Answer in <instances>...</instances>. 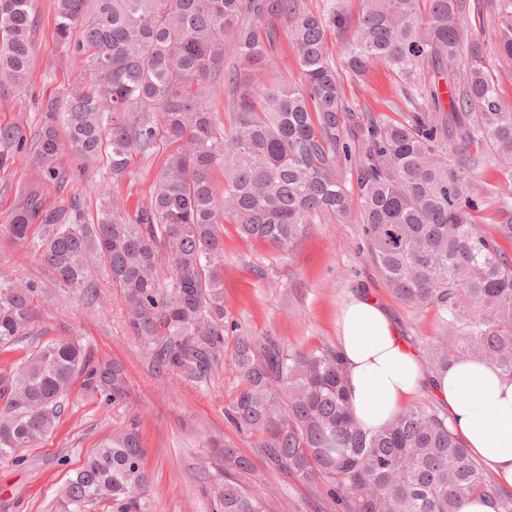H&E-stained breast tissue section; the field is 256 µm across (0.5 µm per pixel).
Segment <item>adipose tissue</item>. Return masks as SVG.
<instances>
[{
	"label": "adipose tissue",
	"mask_w": 512,
	"mask_h": 512,
	"mask_svg": "<svg viewBox=\"0 0 512 512\" xmlns=\"http://www.w3.org/2000/svg\"><path fill=\"white\" fill-rule=\"evenodd\" d=\"M336 347L345 363L353 415L363 428L384 426L408 396L430 388L462 443L494 472L500 490L512 492V380L492 364L469 358L430 372L389 313L362 294L341 312Z\"/></svg>",
	"instance_id": "1"
}]
</instances>
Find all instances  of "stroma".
Here are the masks:
<instances>
[{"label":"stroma","mask_w":512,"mask_h":512,"mask_svg":"<svg viewBox=\"0 0 512 512\" xmlns=\"http://www.w3.org/2000/svg\"><path fill=\"white\" fill-rule=\"evenodd\" d=\"M37 19L33 35L36 67L20 89H0V125L19 127L26 142L12 163L0 166V224L14 211L18 190L33 179L30 143L42 103L62 96L80 72L78 63L59 52L53 39L54 0H32ZM497 15L474 23L473 32L488 46L486 62L497 76L504 96L512 100V60L495 52ZM297 81L301 73L287 36L270 49L265 66L252 71L254 82L273 76ZM345 99L371 115L391 114L398 102L395 76L384 65H371L358 79L340 74ZM169 149L158 144L147 157H137L126 176L114 181L100 168L81 172L79 160L63 154L61 164L72 175L66 189L49 181L39 189L49 205L69 208L80 201L93 217L105 194L121 199L128 217H135L150 195ZM472 178L491 193V206L478 218L491 226L494 206L512 203V178L491 154H484ZM35 282L43 308L39 327L46 338L72 340L101 360L122 364L131 396L124 403L87 394L74 384L54 434L26 449L19 461L0 464V512H54L57 489L81 459L130 421H137L149 453L153 512H215L210 487L224 480V464L211 455L210 442L238 448L252 470L238 479L267 494L273 512H342L335 500L315 484L299 482L271 465L252 438L238 432L225 418L224 408L236 391L232 353L239 337L274 336L293 348L335 344L337 321L352 296L375 298L392 315L401 338L417 355L439 344L441 314L437 308H413L401 303L386 287L370 262L361 227L351 221L324 219L284 251L261 242L243 240L232 223L224 225V352L205 378L196 380L157 369L125 319V298L107 274L95 282L96 297L60 287L33 250L0 233V278Z\"/></svg>","instance_id":"stroma-1"}]
</instances>
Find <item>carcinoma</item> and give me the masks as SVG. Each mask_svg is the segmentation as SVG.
I'll use <instances>...</instances> for the list:
<instances>
[{"instance_id":"1","label":"carcinoma","mask_w":512,"mask_h":512,"mask_svg":"<svg viewBox=\"0 0 512 512\" xmlns=\"http://www.w3.org/2000/svg\"><path fill=\"white\" fill-rule=\"evenodd\" d=\"M498 54L512 59V0H499ZM480 0H365L344 48L349 74L371 64L396 76L402 105L357 121L329 57L328 30H344L341 0L314 12L304 0H55L52 39L81 61L64 101L49 100L34 134L36 180L67 186L68 149L84 163L104 160L112 178L163 141L172 147L135 219L114 199L96 222L75 204L20 194L3 232L34 244L66 288H93L96 268L126 300L132 334L168 371L201 379L224 348V298L215 261L229 219L245 239L289 248L324 217L362 225L366 251L387 288L407 306L443 314L450 345L428 356L434 372L472 358L512 379V209L498 208L488 233L476 221L490 193L465 171L488 149L512 174V102L483 60L469 15ZM295 51L301 80L252 82L246 69L267 59L280 37ZM30 0H0V87L24 86L34 67ZM234 57L224 66L225 53ZM444 77L443 107L422 69ZM228 97L229 129L214 104ZM354 122L357 132L341 124ZM358 143L359 150L352 149ZM19 128L0 126V163L22 148ZM474 153H469L470 149ZM224 175L218 192L213 174ZM358 207L352 208V198ZM38 287L0 281V351L33 336ZM238 389L227 420L255 438L275 467L321 486L344 512H456L483 495L512 512L478 460L428 405L400 411L377 430L354 419L339 351L291 349L272 336L241 337L233 353ZM114 403L129 395L123 366L101 362L67 340L37 341L0 369V462L17 460L59 425L78 379ZM229 470L250 461L229 444L215 449ZM146 448L136 421L86 454L63 484L57 512H152ZM218 512H268L266 497L227 478L214 488Z\"/></svg>"}]
</instances>
